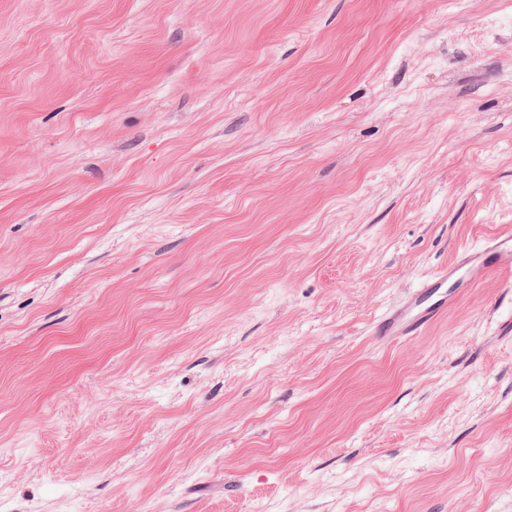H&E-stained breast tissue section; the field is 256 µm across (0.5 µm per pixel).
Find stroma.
<instances>
[{
  "label": "stroma",
  "instance_id": "stroma-1",
  "mask_svg": "<svg viewBox=\"0 0 512 512\" xmlns=\"http://www.w3.org/2000/svg\"><path fill=\"white\" fill-rule=\"evenodd\" d=\"M512 0H0V512H512ZM487 277L512 282V233L481 239L464 249L448 267L422 280L378 319L375 335L398 342L420 336L453 307L465 290Z\"/></svg>",
  "mask_w": 512,
  "mask_h": 512
}]
</instances>
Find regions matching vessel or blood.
Returning a JSON list of instances; mask_svg holds the SVG:
<instances>
[{"label":"vessel or blood","instance_id":"vessel-or-blood-1","mask_svg":"<svg viewBox=\"0 0 512 512\" xmlns=\"http://www.w3.org/2000/svg\"><path fill=\"white\" fill-rule=\"evenodd\" d=\"M488 277L512 282V233L481 239L464 249L448 267L422 280L378 319L376 335L398 342L421 335L453 307L465 290Z\"/></svg>","mask_w":512,"mask_h":512}]
</instances>
